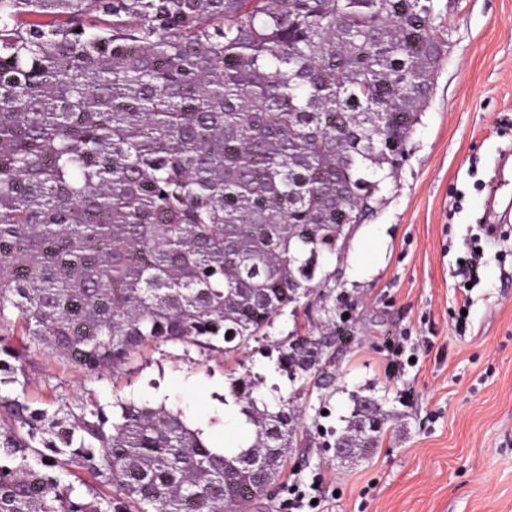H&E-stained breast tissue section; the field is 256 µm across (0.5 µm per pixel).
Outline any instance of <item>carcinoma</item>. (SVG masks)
Listing matches in <instances>:
<instances>
[{"mask_svg":"<svg viewBox=\"0 0 512 512\" xmlns=\"http://www.w3.org/2000/svg\"><path fill=\"white\" fill-rule=\"evenodd\" d=\"M447 44L432 0H0V386L32 348L95 374L265 336L374 212ZM324 313L277 343L289 378ZM256 389L229 383L236 450L162 405L0 396V512H243L300 427ZM353 402L334 444L370 453L387 414Z\"/></svg>","mask_w":512,"mask_h":512,"instance_id":"cac0c4a2","label":"carcinoma"}]
</instances>
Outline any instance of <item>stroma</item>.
Returning <instances> with one entry per match:
<instances>
[{
	"label": "stroma",
	"instance_id": "stroma-1",
	"mask_svg": "<svg viewBox=\"0 0 512 512\" xmlns=\"http://www.w3.org/2000/svg\"><path fill=\"white\" fill-rule=\"evenodd\" d=\"M433 6L448 47L403 165L339 255L322 259L332 277L324 299H302L268 330L275 340L320 335L328 306L341 335L330 383L307 387L296 402L306 439L289 451L267 512H290L289 484L316 476L329 512H512V238L484 241L472 291L453 275L480 223L495 160L512 149V0ZM355 254L368 269L354 271ZM465 304L461 334L455 317ZM401 336L415 360L392 377L388 346ZM26 371L32 400L162 405L218 444L244 432L237 407L224 402L230 375L261 379L271 404L294 388L263 341L230 354L154 344L99 376L33 351ZM355 394L382 399L391 419L373 453L340 460L319 432L343 428Z\"/></svg>",
	"mask_w": 512,
	"mask_h": 512
}]
</instances>
